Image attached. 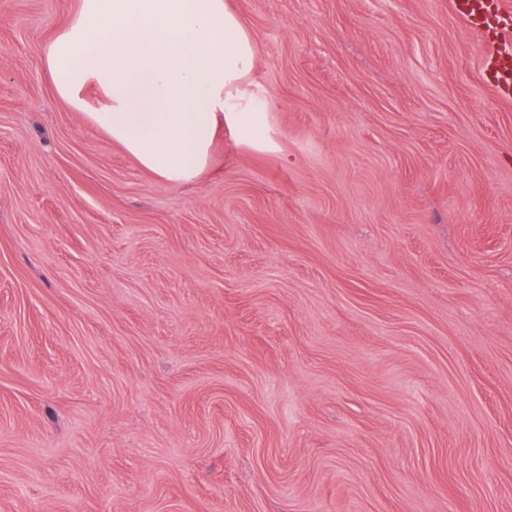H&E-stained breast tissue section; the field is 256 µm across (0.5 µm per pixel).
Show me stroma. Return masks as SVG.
<instances>
[{
  "label": "stroma",
  "instance_id": "1",
  "mask_svg": "<svg viewBox=\"0 0 512 512\" xmlns=\"http://www.w3.org/2000/svg\"><path fill=\"white\" fill-rule=\"evenodd\" d=\"M274 145L172 185L0 0V512H512V101L448 0H228Z\"/></svg>",
  "mask_w": 512,
  "mask_h": 512
}]
</instances>
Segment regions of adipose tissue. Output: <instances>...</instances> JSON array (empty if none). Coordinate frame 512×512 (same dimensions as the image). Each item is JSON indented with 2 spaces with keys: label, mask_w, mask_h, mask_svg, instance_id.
<instances>
[{
  "label": "adipose tissue",
  "mask_w": 512,
  "mask_h": 512,
  "mask_svg": "<svg viewBox=\"0 0 512 512\" xmlns=\"http://www.w3.org/2000/svg\"><path fill=\"white\" fill-rule=\"evenodd\" d=\"M43 63L67 106L164 182L200 179L220 134L268 144L254 41L226 0H79Z\"/></svg>",
  "instance_id": "adipose-tissue-1"
}]
</instances>
